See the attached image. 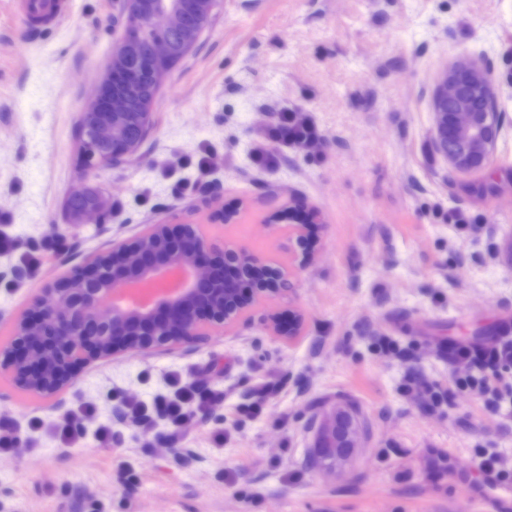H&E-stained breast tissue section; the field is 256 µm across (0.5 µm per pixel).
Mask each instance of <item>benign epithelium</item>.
<instances>
[{
    "label": "benign epithelium",
    "mask_w": 512,
    "mask_h": 512,
    "mask_svg": "<svg viewBox=\"0 0 512 512\" xmlns=\"http://www.w3.org/2000/svg\"><path fill=\"white\" fill-rule=\"evenodd\" d=\"M127 13L144 19L150 27L172 29L178 41H157L140 47L126 39L114 49L109 65L99 81L94 99L83 109L78 129V146L97 154L98 163L110 165L125 159L140 141L122 138L120 124L131 108L130 97L112 90L120 76L128 81L130 57L147 53L154 62L148 86L138 98L143 131H148L157 94L172 70L173 62L196 45L203 26L182 24L183 6L179 0H125ZM490 80L485 70L462 57L446 71L433 98L434 134L445 139L453 130L454 142L446 148L445 159L460 174H476L485 169L495 146L491 133L497 127L493 111L477 113L468 98L487 92ZM452 105V111L446 106ZM89 203L73 223L86 224L102 209L104 201L93 192L85 193ZM294 225L299 252L298 265L307 264L314 251L309 225L319 223L316 212L301 214ZM235 266L266 270L255 281L245 274L228 275L224 262ZM179 267L189 270V280L177 297L160 295L146 311L121 310L112 305V294L126 285L147 280ZM289 271L267 262L245 248L217 251L192 224H182L176 232L166 224H147L139 239L94 254L86 264L58 285H46L34 302L36 314L18 321L4 361L29 389L56 393L71 384L79 368L95 361L117 357L127 351H145L186 344L206 329H222L242 313L248 304L242 297L275 294L288 285ZM343 405L326 410L316 425L315 448L327 445L329 456L317 467L340 472L356 456L361 426L355 414L340 430Z\"/></svg>",
    "instance_id": "7a95c632"
}]
</instances>
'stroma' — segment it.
<instances>
[{
    "instance_id": "35a3bbf8",
    "label": "stroma",
    "mask_w": 512,
    "mask_h": 512,
    "mask_svg": "<svg viewBox=\"0 0 512 512\" xmlns=\"http://www.w3.org/2000/svg\"><path fill=\"white\" fill-rule=\"evenodd\" d=\"M75 3L33 38L0 0V231L24 249L67 240L36 274L0 255V349L46 283L144 225L188 222L216 248L278 265L293 256L290 223H266L269 211L297 200L321 222L288 290L258 297L224 334L94 362L52 395L0 370V415L41 423L0 458V512H512L470 463L478 448L512 461V412L448 394L449 346L485 344L512 317V0H222L138 152L89 172L77 121L126 19L119 0ZM461 56L489 71L503 123L472 176L433 137V88ZM290 111L313 149L276 138ZM83 189L107 206L73 224L64 204ZM196 374L224 393L209 418L169 443L127 424L126 396L148 401L167 376ZM412 374L436 383L435 399L409 393ZM269 379L280 392L250 415ZM79 403L96 405L111 448L59 447L50 426ZM342 403L364 437L335 475L308 460L318 416Z\"/></svg>"
}]
</instances>
